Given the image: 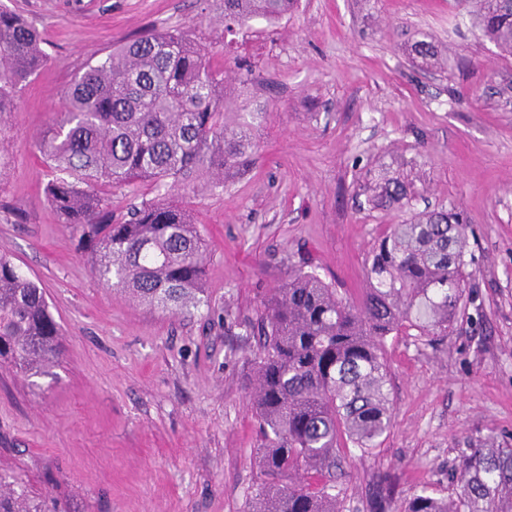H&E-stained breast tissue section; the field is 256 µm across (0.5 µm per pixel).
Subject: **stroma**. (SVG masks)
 Here are the masks:
<instances>
[{"label":"stroma","mask_w":512,"mask_h":512,"mask_svg":"<svg viewBox=\"0 0 512 512\" xmlns=\"http://www.w3.org/2000/svg\"><path fill=\"white\" fill-rule=\"evenodd\" d=\"M41 34L46 65L0 115V252L46 291L63 332L48 371L0 368V473L42 512H245L262 481L250 408L261 299L291 268L360 298L369 254L402 216L365 189L379 169L412 178V210L468 219L470 304L446 336L387 337L394 423L352 451L338 484L366 512L373 475L400 496L455 493L460 449L512 447V58L470 0H297L275 23L224 29V0H0ZM201 38L264 109L251 164L225 189L175 193L210 253L206 300L174 315L92 276L44 193L40 130L87 64L147 27ZM426 40L448 64L410 53Z\"/></svg>","instance_id":"obj_1"}]
</instances>
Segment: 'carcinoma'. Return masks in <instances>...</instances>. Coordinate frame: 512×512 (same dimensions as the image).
<instances>
[{"label": "carcinoma", "instance_id": "cac0c4a2", "mask_svg": "<svg viewBox=\"0 0 512 512\" xmlns=\"http://www.w3.org/2000/svg\"><path fill=\"white\" fill-rule=\"evenodd\" d=\"M484 37L512 56V0H475ZM295 0H224L226 30L276 22ZM413 53L437 58L431 42ZM47 62L39 31L0 8V112ZM224 68L185 32L146 31L86 67L64 109L40 133L50 170L44 191L61 223L91 254V274L141 305L173 314L204 302L209 253L193 212L170 200L203 178L229 183L256 148L264 112H231ZM375 206L410 200L408 183L381 172ZM143 184L120 218L105 187ZM468 225L451 207L416 212L383 233L370 253L360 300L338 294L301 268L261 300L257 384L250 399L262 438L263 482L248 512H343L336 493L345 442L364 453L392 427L386 337L414 329L447 336L467 304ZM62 353V329L45 293L0 253V365L46 371ZM486 438L461 450L452 473L456 499L421 486L399 512H512V448ZM395 494L382 476L370 512H389ZM0 512H41L23 493L0 490Z\"/></svg>", "mask_w": 512, "mask_h": 512}]
</instances>
